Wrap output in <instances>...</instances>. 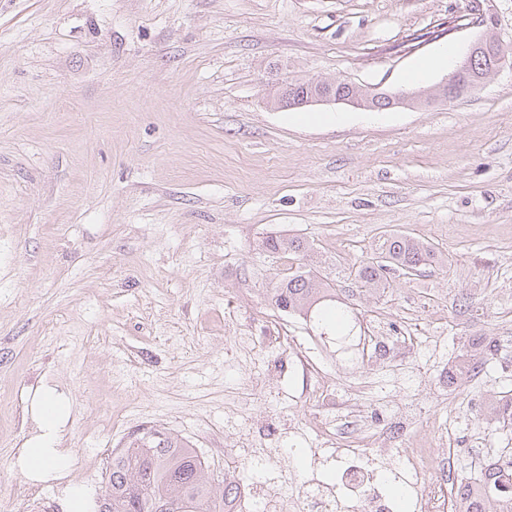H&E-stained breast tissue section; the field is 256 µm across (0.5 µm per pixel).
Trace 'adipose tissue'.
I'll use <instances>...</instances> for the list:
<instances>
[{
    "label": "adipose tissue",
    "instance_id": "obj_1",
    "mask_svg": "<svg viewBox=\"0 0 512 512\" xmlns=\"http://www.w3.org/2000/svg\"><path fill=\"white\" fill-rule=\"evenodd\" d=\"M36 414L42 423V432L22 449L17 467L28 479L49 481L66 472L70 465L69 455L60 447L66 417L64 395L53 389L46 390L37 403Z\"/></svg>",
    "mask_w": 512,
    "mask_h": 512
}]
</instances>
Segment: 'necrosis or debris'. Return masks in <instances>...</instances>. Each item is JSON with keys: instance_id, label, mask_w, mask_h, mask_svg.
I'll return each mask as SVG.
<instances>
[{"instance_id": "1", "label": "necrosis or debris", "mask_w": 512, "mask_h": 512, "mask_svg": "<svg viewBox=\"0 0 512 512\" xmlns=\"http://www.w3.org/2000/svg\"><path fill=\"white\" fill-rule=\"evenodd\" d=\"M374 442V435L362 428L335 447L315 449V456L322 462L346 454L337 483L314 477L289 498L268 485L250 487L240 500L253 504L256 512H399L397 501L387 489L388 482L394 481L415 488V512H454L455 502L448 494L446 482L432 477L439 449L414 441L392 446L389 456L394 465L389 469V477L383 479L373 455Z\"/></svg>"}]
</instances>
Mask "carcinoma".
<instances>
[{
  "label": "carcinoma",
  "instance_id": "obj_1",
  "mask_svg": "<svg viewBox=\"0 0 512 512\" xmlns=\"http://www.w3.org/2000/svg\"><path fill=\"white\" fill-rule=\"evenodd\" d=\"M261 248L273 256L298 259L311 246L301 237L280 232L264 237ZM378 255L384 261H367L352 271L362 293L383 290L386 272L392 266L412 275L437 262V252L430 244L402 234L383 238ZM272 300L283 312L340 332L337 341L342 344L350 338L352 311L337 306L336 288L304 263L288 268L275 286ZM497 351V341L480 336L464 347L460 363L465 372H473ZM491 407L497 422L512 424V398ZM206 469L197 449L183 438L155 428L134 430L124 449L112 454L108 487L94 512H233L230 504L237 496L238 482L226 476L220 485ZM456 507V512H512V451L487 459L478 481L459 489Z\"/></svg>",
  "mask_w": 512,
  "mask_h": 512
}]
</instances>
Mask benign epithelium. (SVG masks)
Listing matches in <instances>:
<instances>
[{"mask_svg": "<svg viewBox=\"0 0 512 512\" xmlns=\"http://www.w3.org/2000/svg\"><path fill=\"white\" fill-rule=\"evenodd\" d=\"M485 32L468 49L459 65L439 85L418 92L388 93L375 92L355 83H347L350 93L335 91V82L312 80L311 91L297 98L288 97V107H305L321 104H347L363 109L379 110L400 106L421 105L424 101L439 97L451 100L460 96V91L476 88L488 81L509 62L508 45L497 34V21L494 17L480 16L476 19Z\"/></svg>", "mask_w": 512, "mask_h": 512, "instance_id": "benign-epithelium-1", "label": "benign epithelium"}]
</instances>
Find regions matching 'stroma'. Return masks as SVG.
I'll use <instances>...</instances> for the list:
<instances>
[{
	"mask_svg": "<svg viewBox=\"0 0 512 512\" xmlns=\"http://www.w3.org/2000/svg\"><path fill=\"white\" fill-rule=\"evenodd\" d=\"M480 15L512 41V0H0V512L31 485L16 461L49 386L67 396L61 445L85 460L41 484L56 512L68 485L100 497L141 425L189 441L218 478V448L268 449L234 475L284 495L336 478L311 462L316 417L449 446L457 484L512 448V425L486 418L512 398V68L416 109L320 105L297 123L266 104L287 81L433 87L447 69L408 73L448 48L460 60ZM279 231L312 243L354 335L397 356L347 358L273 305L291 262L260 241ZM393 232L438 262L354 294L352 267ZM476 336L498 354L448 384ZM319 379L335 391L323 407Z\"/></svg>",
	"mask_w": 512,
	"mask_h": 512,
	"instance_id": "35a3bbf8",
	"label": "stroma"
}]
</instances>
